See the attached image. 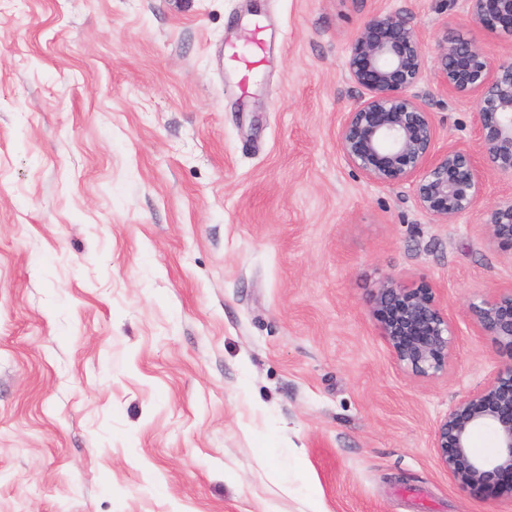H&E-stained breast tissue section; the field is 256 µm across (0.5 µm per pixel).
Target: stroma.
Masks as SVG:
<instances>
[{"mask_svg": "<svg viewBox=\"0 0 512 512\" xmlns=\"http://www.w3.org/2000/svg\"><path fill=\"white\" fill-rule=\"evenodd\" d=\"M387 13L437 148L477 152L437 43L499 63L512 37L466 0H0V512H512L433 448L512 360L468 308L512 289L485 226L512 177L441 224L343 156L350 44ZM257 19L245 77L219 53ZM388 276L447 311V372L396 361Z\"/></svg>", "mask_w": 512, "mask_h": 512, "instance_id": "obj_1", "label": "stroma"}]
</instances>
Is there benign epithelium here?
Masks as SVG:
<instances>
[{
	"label": "benign epithelium",
	"mask_w": 512,
	"mask_h": 512,
	"mask_svg": "<svg viewBox=\"0 0 512 512\" xmlns=\"http://www.w3.org/2000/svg\"><path fill=\"white\" fill-rule=\"evenodd\" d=\"M473 21L512 35V0H468ZM437 80L448 92L477 100L478 148L472 154L435 149L431 113L409 94L423 77V49L413 28L397 14L375 15L351 41L347 67L363 96L345 118L337 146L372 183L412 181L421 208L440 223H452L483 198L485 175L512 176V62L494 64L474 40L444 36L438 44ZM493 242L512 246V194L487 210ZM382 334L396 360L418 376L448 366L455 329L429 290L382 281L375 298ZM480 329L512 351V290L471 302ZM491 428L499 453L483 458L471 450L474 434ZM433 448L448 474L466 486L512 473V362L464 396L437 425Z\"/></svg>",
	"instance_id": "1"
}]
</instances>
